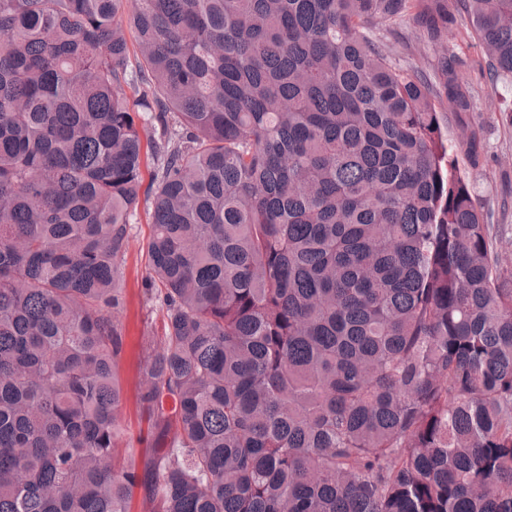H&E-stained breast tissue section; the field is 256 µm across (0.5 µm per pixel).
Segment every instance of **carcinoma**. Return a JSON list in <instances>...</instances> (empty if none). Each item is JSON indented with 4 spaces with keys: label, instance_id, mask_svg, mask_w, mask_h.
Masks as SVG:
<instances>
[{
    "label": "carcinoma",
    "instance_id": "cac0c4a2",
    "mask_svg": "<svg viewBox=\"0 0 512 512\" xmlns=\"http://www.w3.org/2000/svg\"><path fill=\"white\" fill-rule=\"evenodd\" d=\"M454 26L512 79V0H0V512H512V260L440 112L478 166ZM392 48V58L404 69L411 70L421 79H432L436 66L433 51L424 48L418 33L408 23L398 33L386 38ZM151 200H142L133 224V237L125 257L124 279L127 288L128 307L125 322L129 336V347L120 367L125 392L124 429L133 437L145 428L135 401L137 373V338L142 329V319L146 313L142 306L141 288L147 277L146 241L151 224Z\"/></svg>",
    "mask_w": 512,
    "mask_h": 512
}]
</instances>
